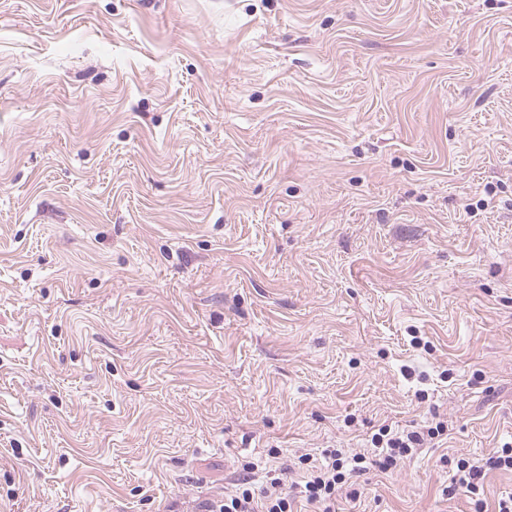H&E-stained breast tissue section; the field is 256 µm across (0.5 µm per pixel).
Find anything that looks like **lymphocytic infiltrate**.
Listing matches in <instances>:
<instances>
[{"instance_id": "f902f5d3", "label": "lymphocytic infiltrate", "mask_w": 512, "mask_h": 512, "mask_svg": "<svg viewBox=\"0 0 512 512\" xmlns=\"http://www.w3.org/2000/svg\"><path fill=\"white\" fill-rule=\"evenodd\" d=\"M445 431L441 422L400 434L383 428L371 439L374 446L371 455L350 456L338 448L325 449L318 458L302 455L298 462L306 471L303 481L291 483L286 477H273L259 489L249 478H242L215 512H293L300 499L310 505L313 512H336L337 497L349 479L373 469L390 472L402 459L411 457L419 448L443 436ZM491 469L512 471V445L503 444L482 464L459 459L448 486L449 496L479 497L486 473Z\"/></svg>"}]
</instances>
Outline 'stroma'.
<instances>
[{"mask_svg":"<svg viewBox=\"0 0 512 512\" xmlns=\"http://www.w3.org/2000/svg\"><path fill=\"white\" fill-rule=\"evenodd\" d=\"M439 420L336 512L512 494V0H0V512ZM477 461L458 459L455 473L448 485L449 497L464 494L471 499L478 498L483 493V481L486 471L491 469L512 471V448L511 443H504L497 448L485 463L482 465Z\"/></svg>","mask_w":512,"mask_h":512,"instance_id":"35a3bbf8","label":"stroma"}]
</instances>
